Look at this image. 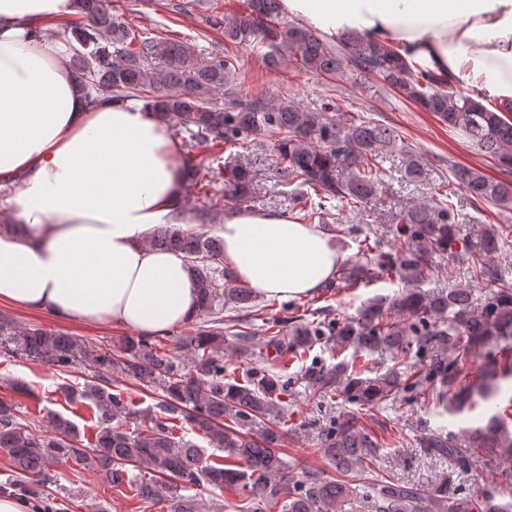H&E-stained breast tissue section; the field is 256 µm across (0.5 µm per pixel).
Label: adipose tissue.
<instances>
[{
	"mask_svg": "<svg viewBox=\"0 0 512 512\" xmlns=\"http://www.w3.org/2000/svg\"><path fill=\"white\" fill-rule=\"evenodd\" d=\"M327 37L355 29L455 83L512 98V0H281ZM73 0H0V187L19 183L0 232V301L162 334L196 316L186 256L147 246L187 224L178 145L143 103L90 106L67 42L37 25ZM224 262L265 297L318 291L340 256L312 224L228 209Z\"/></svg>",
	"mask_w": 512,
	"mask_h": 512,
	"instance_id": "1",
	"label": "adipose tissue"
}]
</instances>
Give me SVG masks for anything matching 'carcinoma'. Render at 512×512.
Instances as JSON below:
<instances>
[{"label":"carcinoma","mask_w":512,"mask_h":512,"mask_svg":"<svg viewBox=\"0 0 512 512\" xmlns=\"http://www.w3.org/2000/svg\"><path fill=\"white\" fill-rule=\"evenodd\" d=\"M244 16L212 15L210 26L224 31V45L245 46L268 68L284 62L320 78L347 76L359 88L370 81L397 93L423 112L460 131L502 177L480 169L448 164L456 184L476 211L512 207V101L489 109L482 93L465 90L442 74L408 60L396 48L347 30L327 41L298 22L285 24L280 0H248ZM79 22L70 65L87 102L138 100L189 146L213 147L270 140L277 159L295 188L288 215L305 224H324L337 236H355L353 224H332L334 212L357 213L381 197L391 170L387 156L399 147L396 128L373 118L343 123L340 108L325 102L302 111L289 99L264 95L239 97V59L217 50L197 60L191 48L174 38L138 31L112 0H75ZM224 96L219 104L217 96ZM187 184L197 188L193 212L199 224H219L224 211L213 208L211 190L224 179L240 199H250L255 182L249 170L226 163L221 155L206 168L191 159ZM388 216L396 224L389 250L381 243L364 259L336 267L325 292L340 284L358 288L381 279L405 284L393 299L375 296L355 314L339 316L319 307L299 313L287 305L275 313L255 308L256 293L224 264V245L205 231L163 224L147 239L155 250L186 254L196 283L200 325L177 342L180 357L152 336H128L112 347L91 346L79 336L44 328L18 329L10 314L0 312V347L34 363L66 372L82 361L107 368L123 385L110 381L57 387L71 409H85L89 425L79 429L69 417L48 414L47 430L36 433L18 422L16 407L0 400V451L16 472L36 486L48 479L49 463L59 460L102 476L114 492L145 503L162 490L175 499L174 512H200L180 491L206 484L233 491L244 505L237 512H337L363 502L372 512H512V499L498 500L512 469L502 468L481 492L465 482L433 491L377 472L381 444L359 423L356 413L339 410L330 419L318 452L333 473L303 468L289 472L282 452L281 423L291 381L282 375L287 358L307 355L330 337L354 349L352 359L328 367L314 362L300 379L324 397L336 396L358 406H374L400 392L413 393L457 413L497 400L501 380L512 381V280L494 258L512 250L509 234L498 224H484L474 236L461 232L457 206L449 200L395 203ZM452 257V272L491 287L474 296L468 285L425 291L418 284L436 262ZM262 322L256 334L253 318ZM252 360L266 350L272 366L224 364L223 350ZM389 351L408 367L396 373L365 375L362 355ZM476 366L461 384L459 370ZM163 392L159 412L139 410L131 387ZM135 420L134 429L127 423ZM203 431L213 448L226 456H204L194 443L176 435L178 421ZM512 422V395L507 405L482 426L467 430V447L441 430L427 429L416 444L427 456L446 459L459 474L470 472L480 458H512V439L504 436ZM145 476L129 475V469Z\"/></svg>","instance_id":"obj_1"}]
</instances>
